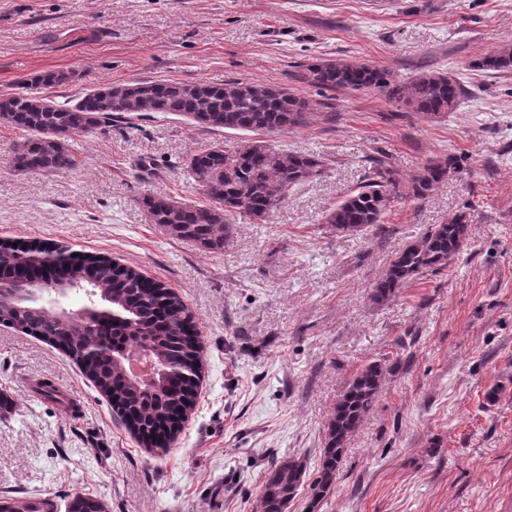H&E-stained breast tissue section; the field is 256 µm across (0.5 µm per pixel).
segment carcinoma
Wrapping results in <instances>:
<instances>
[{"label": "carcinoma", "mask_w": 512, "mask_h": 512, "mask_svg": "<svg viewBox=\"0 0 512 512\" xmlns=\"http://www.w3.org/2000/svg\"><path fill=\"white\" fill-rule=\"evenodd\" d=\"M474 67L511 73L512 51L489 53ZM67 79L64 73L48 72L32 78L31 84L50 87ZM306 82L319 90H385L395 99L405 98L414 111L426 116L445 115L460 104V86L449 76L422 74L398 86L387 70L345 59H317L308 64ZM311 111L309 100L286 87L239 81L104 83L87 90L71 105L48 94H0V124L30 133L15 148L13 167L36 174L74 169L78 160L71 147L72 136L91 135L116 116L132 118L147 112L182 117L205 129L273 133L307 124ZM183 169L200 186L208 204L157 195L144 196L140 204L150 222L165 226L173 237L193 241L205 250L222 251L236 233L231 218L239 215L252 224L267 222L288 189L323 174L324 162L317 154L280 153L253 142L230 150L219 145L199 147L186 156ZM452 170H459V160L452 155L425 166L411 177L410 195L425 199ZM400 186L397 173L380 164L359 189L329 209L325 223L345 235L381 224L400 196ZM468 240L469 224L463 213L446 224L433 225L391 259L373 288V301L384 303L406 284L447 269ZM58 255L66 262L70 282L82 284L87 303L112 318L110 336L117 358L94 353L107 337L92 324L69 319L52 306L1 304L0 324L51 344L65 343L64 351L99 391L113 400L123 419L133 418L141 431L163 430L174 409L186 399L195 400L201 380L199 346L185 332V326L193 322L189 309L172 289L161 283L148 287L144 275L109 256L76 253L67 247L59 248ZM20 264L34 267L44 283L54 281V263L40 242L21 248L13 246L11 239H0V275L13 276ZM145 341L156 365L155 380L150 383L126 372L127 357ZM397 364L396 360L389 365L379 360L365 365L337 398L318 473L309 483L312 503L336 488L346 442L372 410ZM306 479L307 465L299 457L274 465L259 490V512H287ZM68 512H105V506L94 497L76 496L68 504Z\"/></svg>", "instance_id": "obj_1"}]
</instances>
